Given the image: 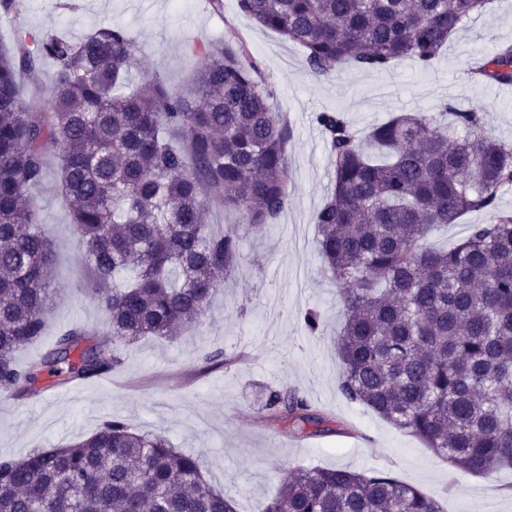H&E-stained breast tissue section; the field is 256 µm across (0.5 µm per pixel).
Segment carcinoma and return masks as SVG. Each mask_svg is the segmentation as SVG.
I'll return each mask as SVG.
<instances>
[{"label": "carcinoma", "mask_w": 512, "mask_h": 512, "mask_svg": "<svg viewBox=\"0 0 512 512\" xmlns=\"http://www.w3.org/2000/svg\"><path fill=\"white\" fill-rule=\"evenodd\" d=\"M492 0H239L242 12L303 49L316 76L340 66L426 68L464 19ZM194 92L156 79L128 81L137 45L126 29L79 38L18 31L0 44V398L23 399L44 374L56 387L103 377L117 347L170 337L207 311L241 259L235 230L206 220L217 204L244 230L274 224L288 204L287 122L243 45L194 47ZM53 71L47 108L23 98L19 78ZM512 84V45L474 70ZM315 121L332 158L315 215L325 274L341 285L339 390L419 439L463 474L512 468V144L484 133L479 112L451 103L440 116L399 114L368 139L341 112ZM58 160L72 205L78 262L107 315L81 324L25 365L44 336L58 289L55 260L32 194ZM483 212L448 250L439 226ZM263 419L303 437L331 431L294 391H271ZM0 512H236L197 456L110 418L87 439L0 457ZM265 512H444L384 470L297 468Z\"/></svg>", "instance_id": "1"}]
</instances>
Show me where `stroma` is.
<instances>
[{
	"label": "stroma",
	"instance_id": "obj_1",
	"mask_svg": "<svg viewBox=\"0 0 512 512\" xmlns=\"http://www.w3.org/2000/svg\"><path fill=\"white\" fill-rule=\"evenodd\" d=\"M108 23L127 28L136 41L132 82L156 77L182 95L194 90L200 64L194 45L246 44L274 90L273 111L294 130L287 146L288 205L276 224L243 236L242 261L210 311L181 336L144 338L124 350L110 376L64 386L56 396L40 391L24 401L0 399V456L73 444L118 417L200 455L211 484L235 497L237 512H263L289 470L314 466L388 471L440 500L447 512H512V469L460 474L415 437L341 395L339 289L321 274L314 224L332 170L317 113L343 112L362 132L391 113L437 112L451 102L480 112L487 136L512 142V85L470 76L472 57L512 44V0H494L490 10L464 20L426 70L405 61L382 72L345 66L315 76L298 45L255 24L238 0H223L218 12L208 0H19L0 14V41L12 44L20 29L79 37ZM35 203L54 243L58 295L44 336L19 353L22 364L51 348L71 324L100 329L105 322L85 288L69 208L54 179ZM310 308L322 318L315 335L303 322ZM216 352L221 364L206 362V354ZM274 389L297 391L348 434L299 438L285 425L260 421V399Z\"/></svg>",
	"mask_w": 512,
	"mask_h": 512
}]
</instances>
